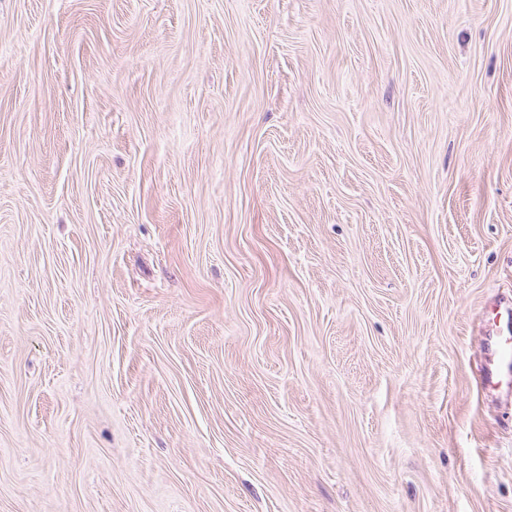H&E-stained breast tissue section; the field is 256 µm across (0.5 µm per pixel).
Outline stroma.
Listing matches in <instances>:
<instances>
[{
    "label": "stroma",
    "mask_w": 512,
    "mask_h": 512,
    "mask_svg": "<svg viewBox=\"0 0 512 512\" xmlns=\"http://www.w3.org/2000/svg\"><path fill=\"white\" fill-rule=\"evenodd\" d=\"M512 0H0V512H512ZM511 324V330H510ZM512 304L499 305L485 326L486 340L481 355L480 382L486 388H500L512 377Z\"/></svg>",
    "instance_id": "1"
}]
</instances>
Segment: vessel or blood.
Masks as SVG:
<instances>
[{"label": "vessel or blood", "instance_id": "obj_1", "mask_svg": "<svg viewBox=\"0 0 512 512\" xmlns=\"http://www.w3.org/2000/svg\"><path fill=\"white\" fill-rule=\"evenodd\" d=\"M480 352V382L487 388H498L512 381V304L500 305L489 316Z\"/></svg>", "mask_w": 512, "mask_h": 512}]
</instances>
